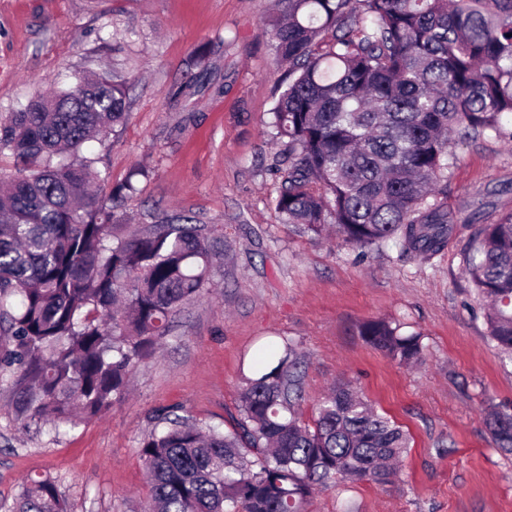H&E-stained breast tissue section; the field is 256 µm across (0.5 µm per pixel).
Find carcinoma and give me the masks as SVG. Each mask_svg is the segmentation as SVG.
Returning a JSON list of instances; mask_svg holds the SVG:
<instances>
[{
    "instance_id": "cac0c4a2",
    "label": "carcinoma",
    "mask_w": 512,
    "mask_h": 512,
    "mask_svg": "<svg viewBox=\"0 0 512 512\" xmlns=\"http://www.w3.org/2000/svg\"><path fill=\"white\" fill-rule=\"evenodd\" d=\"M288 80L270 112L287 166L275 211L366 252L388 244L424 259L454 230L448 173L457 147L512 142V0H277L265 19ZM129 117L125 81L79 74L0 116V374L23 424L58 428L101 416L126 395L173 317L201 298L233 247L224 226L174 216L119 224L132 181L94 192L82 154ZM465 275L488 303L489 337L512 355V213L482 224ZM360 335L400 365L421 336L387 320ZM301 354L261 348L232 429L162 412L140 442L153 512H304L340 481L384 484L410 437L348 383L308 424L297 413ZM486 425L512 452V415ZM11 512H67L49 478H30Z\"/></svg>"
}]
</instances>
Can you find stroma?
Instances as JSON below:
<instances>
[{"label": "stroma", "instance_id": "1", "mask_svg": "<svg viewBox=\"0 0 512 512\" xmlns=\"http://www.w3.org/2000/svg\"><path fill=\"white\" fill-rule=\"evenodd\" d=\"M273 0H0V114L54 92L83 70L127 81L126 125L85 155L110 186L134 165L148 174L122 210L153 224L178 212L223 224L233 258L216 288L190 303L129 395L101 418L60 433L22 427L0 381V512L26 479L55 481L68 512H147L139 443L158 410L231 428L260 344L302 354L300 412L312 421L335 383L356 385L408 429L398 475L316 491L307 512H512V453L486 418L512 414V357L489 338L464 274L477 225L512 212V142L461 146L447 204L459 223L431 260L390 246L360 253L281 223L275 199L284 153L267 135L278 85L264 20ZM474 223H466V216ZM386 318L420 334L423 361L391 362L358 331Z\"/></svg>", "mask_w": 512, "mask_h": 512}]
</instances>
